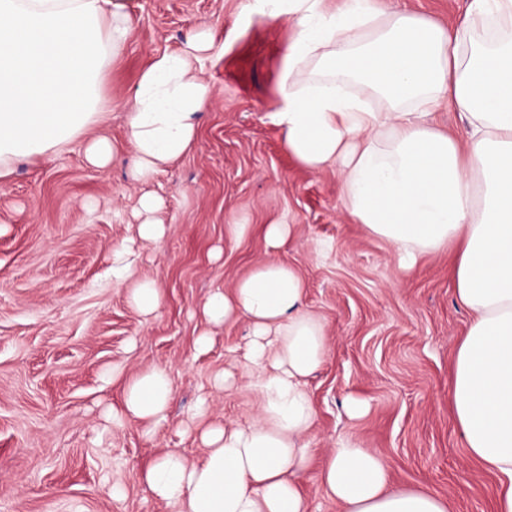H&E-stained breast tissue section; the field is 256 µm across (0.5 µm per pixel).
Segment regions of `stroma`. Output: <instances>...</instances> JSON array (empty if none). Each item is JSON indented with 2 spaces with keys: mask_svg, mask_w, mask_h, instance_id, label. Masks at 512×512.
Returning <instances> with one entry per match:
<instances>
[{
  "mask_svg": "<svg viewBox=\"0 0 512 512\" xmlns=\"http://www.w3.org/2000/svg\"><path fill=\"white\" fill-rule=\"evenodd\" d=\"M249 2L123 0L130 36L103 84L107 117L87 136L114 143L110 163L90 166L80 138L58 154L16 161L0 181V512H171L141 472L168 450L201 455L189 429L199 400L212 422L258 413L245 380L214 385L247 343L248 320L210 328L202 304L269 259L303 278L327 335L324 361L308 379L316 417L301 489L309 512H341L316 476L347 435L382 456L395 486L432 490L449 512H493L499 478L465 447L450 407L454 357L471 320L456 300L455 250L400 270L394 247L344 208L339 169L311 171L289 155L271 115L295 28L285 17L252 16ZM204 29L211 46L192 65L211 96L196 140L151 181L135 180L124 101L152 55L182 52ZM146 194L162 202L155 242L137 238ZM275 222L294 231L272 250L265 228ZM232 224L251 230L235 241ZM129 239L142 253L139 277L163 292L152 315L107 275L113 245ZM205 332L213 342L201 351ZM152 366L172 381L166 424L112 426L105 414L120 406L124 382ZM352 397L368 403L362 417L348 416ZM115 481L124 487L118 498L102 491Z\"/></svg>",
  "mask_w": 512,
  "mask_h": 512,
  "instance_id": "1",
  "label": "stroma"
}]
</instances>
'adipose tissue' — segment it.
<instances>
[{"label":"adipose tissue","mask_w":512,"mask_h":512,"mask_svg":"<svg viewBox=\"0 0 512 512\" xmlns=\"http://www.w3.org/2000/svg\"><path fill=\"white\" fill-rule=\"evenodd\" d=\"M121 0H0V180L19 158L67 149L105 119L100 86L130 27ZM261 19L288 17L273 113L289 153L305 168L338 165L348 213L393 244L398 263L452 246L458 301L471 310L453 365L451 404L466 448L500 478L494 512H512V0H470L455 27L388 0H255ZM153 55L127 97L134 178H152L191 148L209 85L193 54ZM445 106L465 115L464 140L441 130ZM141 255L112 248V281L147 314L162 295L135 280ZM203 313L215 326L247 317L253 340L241 369L259 414L210 425L193 461L167 451L141 473L175 512H308L298 481L314 424L307 379L327 352L325 326L290 266L260 263L235 288L214 290ZM173 387L155 366L129 379L113 425L166 419ZM342 512H448L436 492L399 489L383 458L340 439L319 473Z\"/></svg>","instance_id":"1"}]
</instances>
